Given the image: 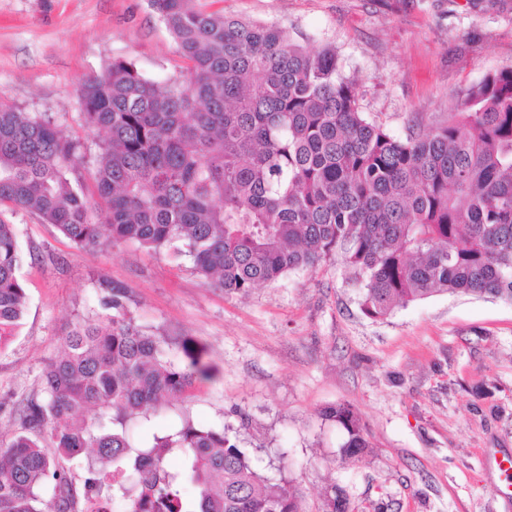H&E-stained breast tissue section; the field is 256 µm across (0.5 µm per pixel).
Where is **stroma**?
I'll return each instance as SVG.
<instances>
[{"mask_svg":"<svg viewBox=\"0 0 512 512\" xmlns=\"http://www.w3.org/2000/svg\"><path fill=\"white\" fill-rule=\"evenodd\" d=\"M197 8L276 23L308 50L333 48L356 82L361 112L406 138L437 125L457 96L512 67V0H195ZM147 78L188 66L149 0H0V103L48 114L85 143L78 91L113 58ZM24 254L26 313L0 346V446L13 410L41 393V373L72 323L123 288L137 324L202 344L213 381L170 400L153 431L191 417L232 427L302 512H322L331 486L355 512H512L481 466L512 449V301L440 293L365 316L342 257L246 295L208 287L189 263L134 244L82 249L26 211H5ZM353 405L370 443L345 460V430L324 409Z\"/></svg>","mask_w":512,"mask_h":512,"instance_id":"obj_1","label":"stroma"}]
</instances>
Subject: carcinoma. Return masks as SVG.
<instances>
[{"label":"carcinoma","mask_w":512,"mask_h":512,"mask_svg":"<svg viewBox=\"0 0 512 512\" xmlns=\"http://www.w3.org/2000/svg\"><path fill=\"white\" fill-rule=\"evenodd\" d=\"M150 0L188 71L152 80L114 59L79 90L99 136L85 183L81 139L48 115L0 104V207L25 210L85 249L134 243L187 259L211 288L246 294L342 254L372 319L439 293L512 300V68L485 76L445 124L399 140L360 111L331 49L310 53L275 23ZM15 225L0 220V343L27 297ZM42 372L0 448V512H74L67 464L93 474L87 500L127 512H301L224 425L185 417L129 436L172 397L211 379L203 348L137 324L110 289ZM341 453L361 455L352 405ZM53 452H48V449ZM172 453L180 470L167 467ZM53 482L52 501L42 491ZM323 512H353L344 491Z\"/></svg>","instance_id":"cac0c4a2"}]
</instances>
